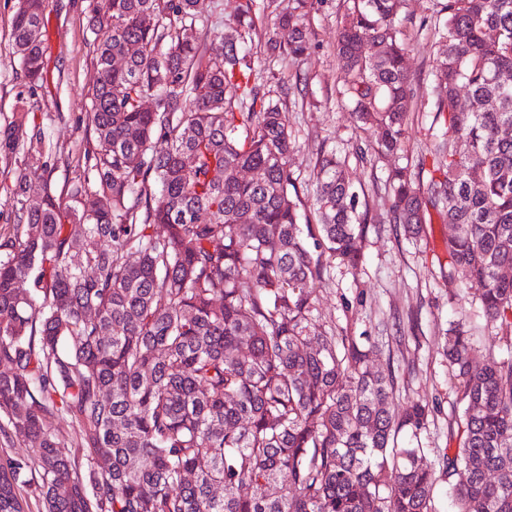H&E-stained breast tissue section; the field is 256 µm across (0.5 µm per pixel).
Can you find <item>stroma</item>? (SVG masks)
<instances>
[{
  "label": "stroma",
  "mask_w": 512,
  "mask_h": 512,
  "mask_svg": "<svg viewBox=\"0 0 512 512\" xmlns=\"http://www.w3.org/2000/svg\"><path fill=\"white\" fill-rule=\"evenodd\" d=\"M435 3L403 0L400 10V37L408 46L406 65L423 83L433 78L435 38L421 22L431 17ZM291 4L292 0H275L259 12L249 47L268 89H277L279 80L297 72L307 79L304 100L287 101L285 108L296 141L292 168L309 187L321 147L349 154L346 173L353 183L364 186L371 216L361 264L351 268L331 262L317 288L319 320L335 326L337 335L371 346L370 366L392 370L396 404L416 400L428 404V423L421 434L425 462L439 474L438 512H452L445 495L447 481L440 471L445 450L460 443L459 382L443 354L444 333L450 321L463 320L474 333L477 353L491 346L503 356L512 355V337L495 335L487 328L477 306L479 288L449 280L448 227L440 218H433L416 241L406 239L390 219L385 190L390 162L379 158L372 133L356 131L350 108L338 94L341 69L336 43L348 0H324L311 14L307 28L312 51L305 61L287 56L267 60L266 41L285 37L276 26V16ZM16 7L17 0H0V127L20 120L27 129L41 131L42 152L26 163H48L53 186L63 195L91 173L80 139L89 108L87 92L96 79L94 36L86 27L84 0H47L46 82L38 95H30L19 60L8 48Z\"/></svg>",
  "instance_id": "obj_1"
}]
</instances>
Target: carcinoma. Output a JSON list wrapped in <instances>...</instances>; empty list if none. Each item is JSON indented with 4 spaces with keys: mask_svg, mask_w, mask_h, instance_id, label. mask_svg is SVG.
Returning <instances> with one entry per match:
<instances>
[{
    "mask_svg": "<svg viewBox=\"0 0 512 512\" xmlns=\"http://www.w3.org/2000/svg\"><path fill=\"white\" fill-rule=\"evenodd\" d=\"M85 2L93 180L64 212L43 169L40 194L14 190L0 236V418L36 449L45 512H436L428 404L397 406L392 370L319 323L323 257L359 263L369 209L334 148L302 198L283 112L300 81L261 92L241 47L258 0H236L237 36L210 41L202 0ZM323 2L293 0L278 17L288 43L270 38L266 54L308 55ZM401 4L351 0L339 94L382 156L405 151L409 107L427 98L419 164L388 170L391 221L416 239L438 213L448 278L480 284L486 322L512 334V0H437V80L418 87ZM44 43V0H18L8 47L32 93ZM42 146L21 121L0 128L7 163ZM255 169L261 180L241 176ZM473 350L451 324L463 431L443 474L455 512H512V357L476 366ZM54 413L77 426L87 473L46 427ZM25 466L0 465V512H24Z\"/></svg>",
    "mask_w": 512,
    "mask_h": 512,
    "instance_id": "cac0c4a2",
    "label": "carcinoma"
}]
</instances>
